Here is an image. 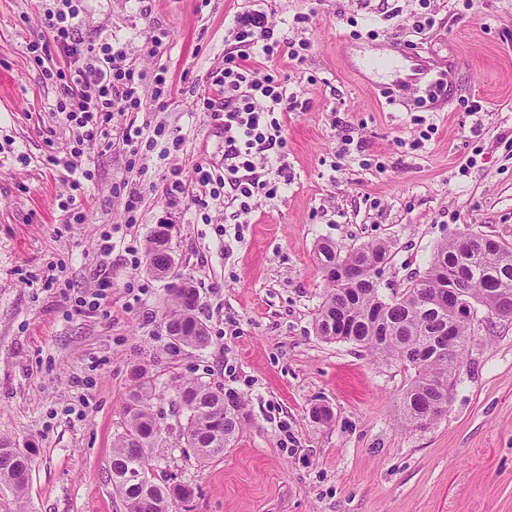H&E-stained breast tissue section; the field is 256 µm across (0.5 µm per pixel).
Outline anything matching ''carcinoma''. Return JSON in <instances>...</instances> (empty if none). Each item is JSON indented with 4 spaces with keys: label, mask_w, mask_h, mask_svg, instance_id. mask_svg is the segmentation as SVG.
Instances as JSON below:
<instances>
[{
    "label": "carcinoma",
    "mask_w": 512,
    "mask_h": 512,
    "mask_svg": "<svg viewBox=\"0 0 512 512\" xmlns=\"http://www.w3.org/2000/svg\"><path fill=\"white\" fill-rule=\"evenodd\" d=\"M147 260L160 269L172 262L168 241L153 236L147 247ZM321 266L337 264L357 280L345 285L328 280L318 319L347 318L355 334L347 341L366 349L378 360H395L414 369L400 401V417L411 426L425 418L434 420L447 411L457 371L464 361L474 335L471 323L456 320L452 312L438 313L425 307L435 292L448 290V308L456 302L455 289L464 288L471 299L492 315L512 306V242L472 233L466 246L453 239L440 243L424 274L411 280L391 300L380 295L378 283L370 278L375 264L387 258L383 243H370L346 253L331 245L319 249ZM195 289L179 284L172 293V307L166 316L177 321V335L170 337V348H203L209 342L206 325L196 315ZM135 384L124 406V429L112 450L110 477L122 498L126 512H175L189 502L193 488L185 484L159 482L156 474L142 475L145 460L153 459L159 448L161 426L153 411L156 389L147 372L137 369ZM178 395L196 404L186 409L179 437L188 448L198 449L197 458L206 463L224 457L249 421L243 400L233 411L224 410V399L212 387L199 381L181 384ZM30 466L27 450L11 447L0 440V486L8 488L25 512L24 499Z\"/></svg>",
    "instance_id": "carcinoma-1"
}]
</instances>
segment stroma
<instances>
[{"label":"stroma","instance_id":"stroma-1","mask_svg":"<svg viewBox=\"0 0 512 512\" xmlns=\"http://www.w3.org/2000/svg\"><path fill=\"white\" fill-rule=\"evenodd\" d=\"M429 3L435 25L418 34L419 0H80L79 38L123 47L146 80L164 73L169 97L161 111L148 96L136 115H114L110 151L83 146L77 224L68 173L49 162L69 158L70 123L28 50L41 4L0 0V439L33 451L30 512H126L110 464L139 366L159 391L157 476L193 488L190 512H512V319L477 308L448 409L421 428L399 417L410 369L315 329L321 244L386 243L389 299L443 241H512V0H474L465 13L457 0ZM253 10L311 50L277 63L300 102L282 118L288 183L245 213L194 168L224 160V131L200 96L235 47L236 17ZM396 45L448 76L425 141L361 67ZM467 98L482 112H465ZM132 120L151 141L135 157L121 138ZM175 170L187 188L172 200L163 186ZM124 182L142 197L135 224L114 192ZM160 224L199 296L205 348L168 347L173 283L148 272L145 251ZM189 380L246 403L250 421L221 460L199 463L178 440L175 387Z\"/></svg>","mask_w":512,"mask_h":512}]
</instances>
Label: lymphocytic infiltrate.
<instances>
[{"label": "lymphocytic infiltrate", "instance_id": "1", "mask_svg": "<svg viewBox=\"0 0 512 512\" xmlns=\"http://www.w3.org/2000/svg\"><path fill=\"white\" fill-rule=\"evenodd\" d=\"M61 3V8L44 13L47 38L41 50L45 58L61 59L62 65L46 67L45 74L59 89L56 107L66 112L77 145L107 150L112 146L113 113L142 109L144 75L128 60L124 50L108 43L98 47L84 44L74 26L78 6L73 0ZM235 37L239 43L256 47L266 65L253 68L244 65L242 57L225 55L223 70L212 79V93L201 98L204 110L213 113L224 129V169L218 172L200 165L194 174L197 183L210 187L213 197L232 188L245 211L249 198L256 192L277 194V182H262L254 176L252 156L283 144L279 116L298 107L297 100L287 93L285 80L271 63L283 55L303 63L310 45L276 36L264 19L251 15L239 20Z\"/></svg>", "mask_w": 512, "mask_h": 512}]
</instances>
